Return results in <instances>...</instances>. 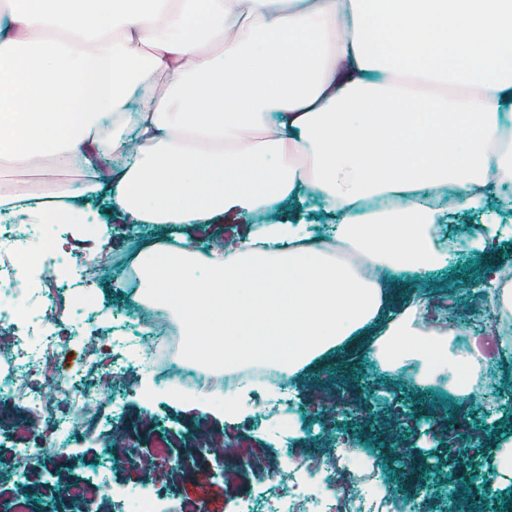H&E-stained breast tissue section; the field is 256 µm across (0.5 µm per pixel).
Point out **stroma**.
<instances>
[{
    "instance_id": "stroma-1",
    "label": "stroma",
    "mask_w": 512,
    "mask_h": 512,
    "mask_svg": "<svg viewBox=\"0 0 512 512\" xmlns=\"http://www.w3.org/2000/svg\"><path fill=\"white\" fill-rule=\"evenodd\" d=\"M77 203L93 210L99 221L110 225L108 260L95 265V286L89 289L87 298L76 300L74 288L48 277L40 278L34 295L22 300L0 285V308L16 309L25 319L36 315L38 294L57 293L61 317L43 322L35 331L39 337L52 333L63 338L57 356L47 362L46 370L50 373L62 368H78L88 336L111 335L113 326L120 321H132L140 315L143 302L138 283L132 278V258L138 246L167 241L171 232L169 226L158 224H144L128 231L115 226V210L99 195L78 198ZM481 223L512 225L511 185L489 193L481 210H455L453 221L441 226L440 231L454 233ZM476 265L475 258L461 253L453 257L447 268L413 276L412 282L424 292L449 295L457 301L459 310L464 311L470 300L463 283ZM348 356L354 362L353 381L336 385L333 380L336 362ZM119 358L128 383L110 387L108 399L115 402V409H104L102 423L66 438L53 456L39 462L38 477L23 487L18 486L13 476L23 465L20 449L31 444L28 429L34 420L23 402L0 397L1 498L22 501L26 512H64L63 488L102 467L109 475V482L98 490V512H139L147 485L139 467L113 458L112 439L120 433L131 448L141 453L149 451L157 439L170 440L188 460L186 467L177 470L167 462L155 463L153 474L159 490L156 512H183L188 506L200 508L201 512H239L246 501L254 503L260 512H266L264 485L244 472L239 473L233 483H225L217 455L203 447L202 436L206 433L248 436L256 447L266 449L271 464L284 469L302 460L320 459L322 442L335 440L337 429L326 426L321 420L315 400V390L319 387L338 389L357 398L359 405L374 419L388 414L394 406L402 411L400 442L431 467L417 489V496L428 499L437 512H452L455 506L446 467L453 443L441 426V417L450 414L464 418L469 431L475 435L472 444L475 459L482 463L492 459L498 442L512 437V405L500 406L488 416L477 411L474 400L461 402L448 397L446 392L417 387L401 373L380 371L366 355L361 342L334 351L293 376L291 396L304 422L302 429L294 433L289 432L287 419L259 415L260 405L275 397L274 389L249 388L242 410L228 417L223 410L224 400L219 396L155 387V374L147 366L139 346H124ZM148 383L153 389L146 397L141 390ZM349 430L355 435L354 447L366 451L382 468L381 479L367 484L368 493L375 497L386 493L405 497L398 471L387 466L382 449L376 448L371 438L359 437L358 425H350Z\"/></svg>"
}]
</instances>
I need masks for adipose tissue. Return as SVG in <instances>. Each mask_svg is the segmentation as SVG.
Listing matches in <instances>:
<instances>
[{"instance_id": "obj_1", "label": "adipose tissue", "mask_w": 512, "mask_h": 512, "mask_svg": "<svg viewBox=\"0 0 512 512\" xmlns=\"http://www.w3.org/2000/svg\"><path fill=\"white\" fill-rule=\"evenodd\" d=\"M106 153L133 161L105 172ZM48 157L131 225L253 217L238 245L181 235L135 257L215 370L293 374L367 334L383 370L467 399L484 357L427 294L389 310L384 280L448 264L424 192L476 210L512 183V0H0V163ZM310 195L331 238L255 220ZM13 217L105 236L0 188Z\"/></svg>"}]
</instances>
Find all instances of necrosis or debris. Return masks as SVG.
<instances>
[{
	"label": "necrosis or debris",
	"instance_id": "obj_1",
	"mask_svg": "<svg viewBox=\"0 0 512 512\" xmlns=\"http://www.w3.org/2000/svg\"><path fill=\"white\" fill-rule=\"evenodd\" d=\"M25 238V227L21 224L0 225V281H8L17 293H27V278L16 267L12 249L17 242ZM0 330L8 332L10 342L0 349V394H7L24 402L31 410L38 412L44 425L38 434V445L34 448L21 449V457L27 459L26 467L19 470L16 479L26 482L32 479L34 465L41 459L54 454L58 447V436L69 435L74 429L75 417L99 410L104 393L97 381L100 370H108L111 376H119L122 367L118 360L102 364L100 350L94 349L83 358L78 371H65L55 375L46 388L24 387L18 384L17 376L29 372L41 359L53 354L57 347L56 336L43 337L39 346H31L33 326L21 325L18 316L11 310L0 308ZM169 341L168 329L151 325L147 336L142 337V347L146 358L156 367L160 382L174 391L192 389L206 381V374L177 361L173 355L164 353L163 348ZM213 447L226 448L242 466L258 477L269 490L278 494L279 505L276 512H403L402 501L383 496H367L364 486L370 474L367 463H360L358 469L348 468L344 455H336L327 467L323 482L325 486L347 485L344 495L331 494L318 498L314 503H307L305 498L293 492H285L284 487L295 482L296 471L285 472L271 466L266 461L262 449L253 447L245 437L236 435L215 436Z\"/></svg>",
	"mask_w": 512,
	"mask_h": 512
}]
</instances>
